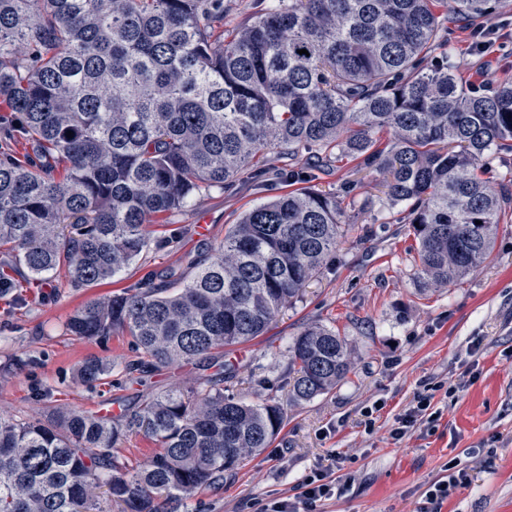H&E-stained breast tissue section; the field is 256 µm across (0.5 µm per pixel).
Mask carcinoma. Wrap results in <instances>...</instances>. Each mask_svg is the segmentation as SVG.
Instances as JSON below:
<instances>
[{
  "instance_id": "carcinoma-1",
  "label": "carcinoma",
  "mask_w": 512,
  "mask_h": 512,
  "mask_svg": "<svg viewBox=\"0 0 512 512\" xmlns=\"http://www.w3.org/2000/svg\"><path fill=\"white\" fill-rule=\"evenodd\" d=\"M500 4L269 0L227 28L224 0H0L6 134L31 149L0 159V254L34 284L64 266L71 287H92L138 264L146 227L169 223L203 189L268 158L290 182L357 160L381 177L379 203L405 208L427 283L454 286L490 261L512 215V164L497 190L477 174L512 151V80L465 84L445 32L448 18L472 24ZM384 132L394 140L382 147ZM345 232L336 195L290 190L245 211L190 261L189 280L151 273L75 308L66 331L130 337L129 375L208 370L267 332ZM351 366L335 328H303L288 346V398L329 393ZM112 370L90 356L77 376L94 386ZM235 378L227 364L198 386L143 395L117 418L0 416V512H100L101 489L122 512H190L287 417L273 396L241 401ZM132 433L156 447L135 466L117 455Z\"/></svg>"
}]
</instances>
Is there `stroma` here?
Here are the masks:
<instances>
[{
    "instance_id": "1",
    "label": "stroma",
    "mask_w": 512,
    "mask_h": 512,
    "mask_svg": "<svg viewBox=\"0 0 512 512\" xmlns=\"http://www.w3.org/2000/svg\"><path fill=\"white\" fill-rule=\"evenodd\" d=\"M481 25L495 30L487 50H474L472 26L455 21L448 24V45L464 80L493 86L512 78V0ZM308 183L336 193L350 230L335 260L264 336L224 354L240 368L236 392L253 403L275 394L287 420L268 448L225 476L223 487L199 491L193 512H260L271 500L295 499L304 475L330 458L342 479L317 512H422L425 490L452 460L468 471L470 484L442 512H512V218L498 226L491 261L455 286L436 288L419 272L413 229L403 214L366 208L378 193L374 175L346 161ZM284 188L270 163L261 183L245 176L228 188L196 194L169 224L148 226L154 244L142 264L104 285L70 287L63 267L50 284L36 285L22 270L7 268L21 297L0 299V415L19 420L54 408L94 414L103 405L124 410L139 395L200 381L204 373L194 365L144 378L125 374V363L136 357L129 337L81 340L66 332V318L85 301L150 272L176 268L190 277L187 257L223 241L245 210ZM201 214L210 226L204 237L196 234ZM315 323L346 337L352 370L330 394L294 405L285 380L288 345ZM477 339L482 349L469 355ZM91 355L114 366L93 388L76 377L77 365ZM463 372L470 379L464 391H441V383ZM427 384L442 413L435 432L419 428L394 441L396 417ZM370 408L376 424L369 433L362 419Z\"/></svg>"
}]
</instances>
